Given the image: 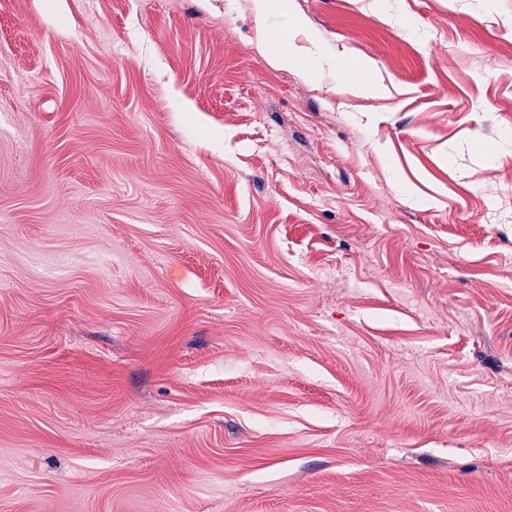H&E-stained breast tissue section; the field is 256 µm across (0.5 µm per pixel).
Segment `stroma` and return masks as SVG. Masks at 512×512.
<instances>
[{"label":"stroma","mask_w":512,"mask_h":512,"mask_svg":"<svg viewBox=\"0 0 512 512\" xmlns=\"http://www.w3.org/2000/svg\"><path fill=\"white\" fill-rule=\"evenodd\" d=\"M371 2L0 0V512H512V0ZM274 1L279 0H254V9L257 18L260 20L259 29V45L264 46L269 41L277 38V33L267 28L265 25V19L269 16L271 11L281 8V4ZM321 56L314 48H304L289 45L288 53L268 56V62L273 67L289 66L303 78L312 80L317 72ZM349 74L350 76H348ZM347 81L360 93L379 89V85L372 77V70L368 63H363L356 70L348 73Z\"/></svg>","instance_id":"35a3bbf8"}]
</instances>
